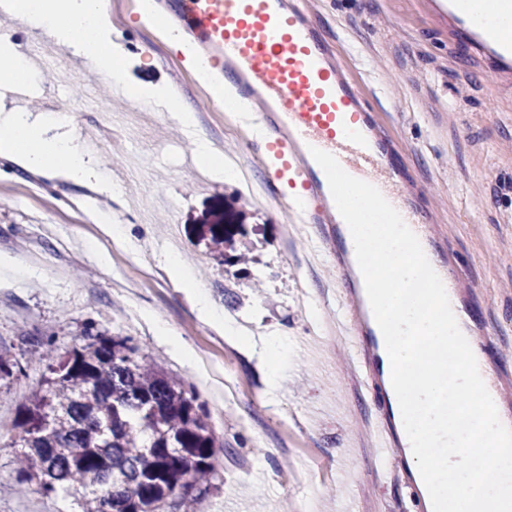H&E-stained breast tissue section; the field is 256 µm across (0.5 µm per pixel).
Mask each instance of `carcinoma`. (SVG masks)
Instances as JSON below:
<instances>
[{"label":"carcinoma","instance_id":"cac0c4a2","mask_svg":"<svg viewBox=\"0 0 512 512\" xmlns=\"http://www.w3.org/2000/svg\"><path fill=\"white\" fill-rule=\"evenodd\" d=\"M242 228L212 227L213 251ZM87 338L38 356L47 375L13 424L21 481L73 497L79 512H198L224 451L204 408L126 339ZM16 372L20 361L0 353V380Z\"/></svg>","mask_w":512,"mask_h":512}]
</instances>
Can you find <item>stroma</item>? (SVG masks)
<instances>
[{
  "label": "stroma",
  "instance_id": "obj_1",
  "mask_svg": "<svg viewBox=\"0 0 512 512\" xmlns=\"http://www.w3.org/2000/svg\"><path fill=\"white\" fill-rule=\"evenodd\" d=\"M323 36L363 83L401 145L421 205L448 250L475 283L471 305L497 340L492 357L512 372V81L492 82L483 62L448 39L425 0H305ZM101 38L117 49L131 100L107 90L64 47L62 71L35 69L25 110L74 112L73 132L98 141L92 156L109 188L49 181L0 159V347L14 356L46 344H81L85 329L131 338L204 404L224 444L215 487L200 512H416L396 465L374 450L378 409L338 334L340 283L327 244L293 224L266 189L250 156L254 196L238 180L201 176L190 136L150 93L176 91L198 128L226 156L244 154L234 113L209 106L206 81L172 52L160 21L140 0H109ZM139 137L124 134L125 123ZM137 168L141 177L126 180ZM165 197L144 214L143 197ZM108 206L123 228L111 237L94 219ZM240 224L225 257L210 250L209 228ZM191 266L216 306L247 335L286 336L284 354L249 348L206 320L191 289L162 262ZM171 331L164 337L158 324ZM287 362L277 394L270 370ZM44 367L0 385V512H77L73 499L19 484L12 425Z\"/></svg>",
  "mask_w": 512,
  "mask_h": 512
}]
</instances>
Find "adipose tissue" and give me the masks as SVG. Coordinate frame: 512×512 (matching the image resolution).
Instances as JSON below:
<instances>
[{
    "label": "adipose tissue",
    "mask_w": 512,
    "mask_h": 512,
    "mask_svg": "<svg viewBox=\"0 0 512 512\" xmlns=\"http://www.w3.org/2000/svg\"><path fill=\"white\" fill-rule=\"evenodd\" d=\"M10 8L21 21L39 28L49 39L83 58L105 80L125 81L123 65L99 37L108 23L106 0H11ZM163 104L168 111L177 113L181 126L192 139L197 160L207 166L211 177L219 182L229 178L230 169L225 168L210 140L198 130L192 106L177 97L164 99ZM48 124V119L39 113L1 112L0 158L50 179L102 184L103 172L92 167L91 157L80 142L72 136L47 137ZM166 263L178 280L194 288L197 311L223 324L228 335H236L235 326L225 321L208 295L196 290L192 268L175 254L167 256Z\"/></svg>",
    "instance_id": "obj_1"
}]
</instances>
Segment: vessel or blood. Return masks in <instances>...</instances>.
Listing matches in <instances>:
<instances>
[{
    "instance_id": "b4317fda",
    "label": "vessel or blood",
    "mask_w": 512,
    "mask_h": 512,
    "mask_svg": "<svg viewBox=\"0 0 512 512\" xmlns=\"http://www.w3.org/2000/svg\"><path fill=\"white\" fill-rule=\"evenodd\" d=\"M188 32L216 65L217 82L253 104L239 113L248 148L292 222L310 225L329 243L342 287L346 315L339 333L354 350L359 373L378 407V451L383 459H407L410 445L400 430V406L391 385V364L374 319L362 273L356 267L351 233L339 214L324 171L310 154L334 155L351 176L374 185L411 225L426 257L445 254L442 240L420 212L406 168L391 163L398 143L384 129L365 90L335 57L300 0H176ZM430 10L447 19L450 34L462 38L485 60L490 75H512V25L480 26L494 10L512 16V0H431ZM448 286L460 324L468 328L462 302L471 283L450 263L435 265ZM495 386L496 406L512 408V374L494 363L480 367Z\"/></svg>"
}]
</instances>
